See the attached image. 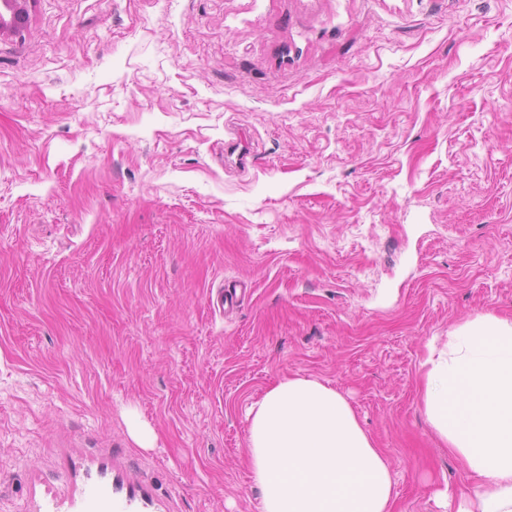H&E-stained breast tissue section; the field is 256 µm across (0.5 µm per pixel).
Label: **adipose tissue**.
<instances>
[{
    "label": "adipose tissue",
    "instance_id": "obj_1",
    "mask_svg": "<svg viewBox=\"0 0 512 512\" xmlns=\"http://www.w3.org/2000/svg\"><path fill=\"white\" fill-rule=\"evenodd\" d=\"M422 366L423 413L474 478L477 512H512V319L459 325L443 349L428 347ZM247 420L260 512H394L389 462L336 389L281 380Z\"/></svg>",
    "mask_w": 512,
    "mask_h": 512
}]
</instances>
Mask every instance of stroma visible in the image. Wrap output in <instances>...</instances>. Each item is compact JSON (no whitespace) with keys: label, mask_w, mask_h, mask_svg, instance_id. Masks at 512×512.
<instances>
[{"label":"stroma","mask_w":512,"mask_h":512,"mask_svg":"<svg viewBox=\"0 0 512 512\" xmlns=\"http://www.w3.org/2000/svg\"><path fill=\"white\" fill-rule=\"evenodd\" d=\"M483 314L512 0H36L0 37V512H259L247 411L291 376L441 512L422 361Z\"/></svg>","instance_id":"obj_1"}]
</instances>
